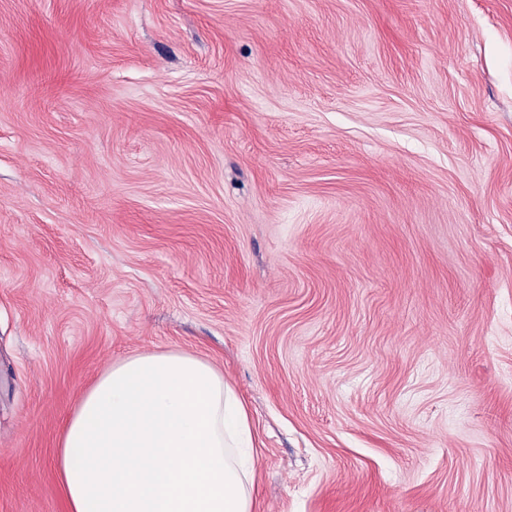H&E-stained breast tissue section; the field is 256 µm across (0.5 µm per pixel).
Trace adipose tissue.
<instances>
[{
  "instance_id": "1",
  "label": "adipose tissue",
  "mask_w": 512,
  "mask_h": 512,
  "mask_svg": "<svg viewBox=\"0 0 512 512\" xmlns=\"http://www.w3.org/2000/svg\"><path fill=\"white\" fill-rule=\"evenodd\" d=\"M250 441L219 369L153 350L113 362L84 393L54 465L68 512H254Z\"/></svg>"
}]
</instances>
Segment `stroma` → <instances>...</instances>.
Segmentation results:
<instances>
[{
  "instance_id": "stroma-1",
  "label": "stroma",
  "mask_w": 512,
  "mask_h": 512,
  "mask_svg": "<svg viewBox=\"0 0 512 512\" xmlns=\"http://www.w3.org/2000/svg\"><path fill=\"white\" fill-rule=\"evenodd\" d=\"M154 349L256 512H512V0H0V512Z\"/></svg>"
}]
</instances>
